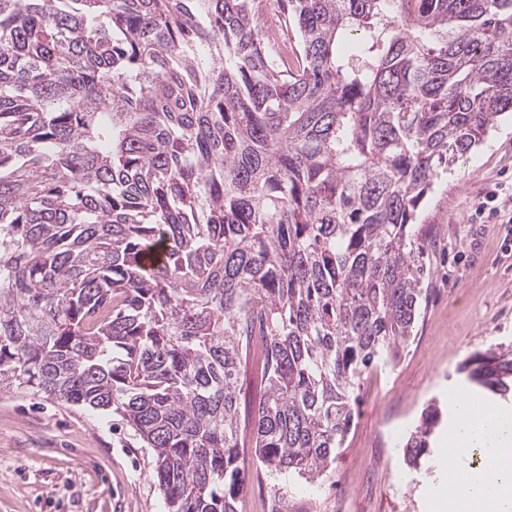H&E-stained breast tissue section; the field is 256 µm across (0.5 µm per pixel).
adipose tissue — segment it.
I'll return each mask as SVG.
<instances>
[{
    "mask_svg": "<svg viewBox=\"0 0 512 512\" xmlns=\"http://www.w3.org/2000/svg\"><path fill=\"white\" fill-rule=\"evenodd\" d=\"M479 450L478 466L468 458ZM451 495L464 512H512V409L466 404L448 442Z\"/></svg>",
    "mask_w": 512,
    "mask_h": 512,
    "instance_id": "1",
    "label": "adipose tissue"
}]
</instances>
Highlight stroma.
<instances>
[{
    "instance_id": "obj_1",
    "label": "stroma",
    "mask_w": 512,
    "mask_h": 512,
    "mask_svg": "<svg viewBox=\"0 0 512 512\" xmlns=\"http://www.w3.org/2000/svg\"><path fill=\"white\" fill-rule=\"evenodd\" d=\"M512 187V114L434 186L420 215L428 273L414 333L396 362L367 370L354 425L317 483L266 473L243 449L239 512H441L450 464L441 429L420 470L402 444L429 403L486 397L459 367L475 352L512 346V211L476 214L495 188ZM155 454L119 415L39 395L0 393V512H167Z\"/></svg>"
}]
</instances>
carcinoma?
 I'll use <instances>...</instances> for the list:
<instances>
[{
  "label": "carcinoma",
  "instance_id": "obj_1",
  "mask_svg": "<svg viewBox=\"0 0 512 512\" xmlns=\"http://www.w3.org/2000/svg\"><path fill=\"white\" fill-rule=\"evenodd\" d=\"M263 2L0 0V391L121 415L167 512H236L249 443L321 478L413 333L422 202L512 112V0H277L280 59ZM461 370L512 391L511 348Z\"/></svg>",
  "mask_w": 512,
  "mask_h": 512
}]
</instances>
